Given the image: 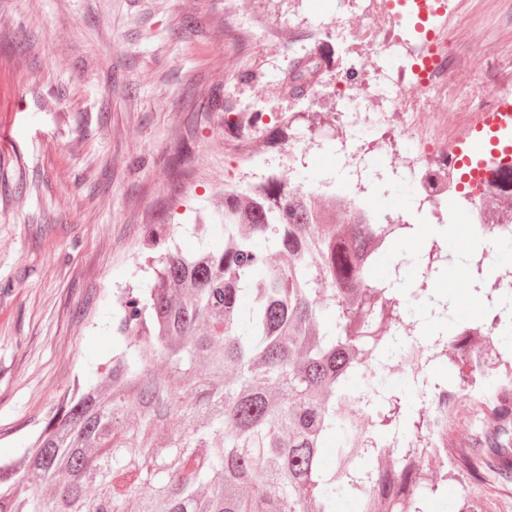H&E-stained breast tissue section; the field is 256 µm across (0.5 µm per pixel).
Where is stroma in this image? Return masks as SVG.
<instances>
[{
	"instance_id": "1",
	"label": "stroma",
	"mask_w": 512,
	"mask_h": 512,
	"mask_svg": "<svg viewBox=\"0 0 512 512\" xmlns=\"http://www.w3.org/2000/svg\"><path fill=\"white\" fill-rule=\"evenodd\" d=\"M336 0H0V460L18 458L76 381L112 356V297L150 287L152 232L169 225L183 251L195 226L273 173L311 188L334 182L341 156L326 130L337 111L373 106L364 85L310 103V89L345 71L361 30L315 29ZM495 35L475 47L469 29ZM445 32L461 71L512 82V0H450ZM307 154L294 151L296 135ZM410 174L374 195L409 214ZM442 281L457 279L444 322L472 320L467 254L443 245ZM512 512V482L449 477L428 512L464 497Z\"/></svg>"
}]
</instances>
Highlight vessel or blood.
Listing matches in <instances>:
<instances>
[{
  "label": "vessel or blood",
  "instance_id": "b4317fda",
  "mask_svg": "<svg viewBox=\"0 0 512 512\" xmlns=\"http://www.w3.org/2000/svg\"><path fill=\"white\" fill-rule=\"evenodd\" d=\"M508 126H512V101L497 98L483 112L480 125L463 138L457 163L472 179H481L489 167L512 164V138L505 140L499 135L500 129Z\"/></svg>",
  "mask_w": 512,
  "mask_h": 512
}]
</instances>
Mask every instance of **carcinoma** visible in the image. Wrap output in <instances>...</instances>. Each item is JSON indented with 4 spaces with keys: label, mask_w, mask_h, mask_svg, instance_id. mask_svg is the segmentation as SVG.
Wrapping results in <instances>:
<instances>
[{
    "label": "carcinoma",
    "mask_w": 512,
    "mask_h": 512,
    "mask_svg": "<svg viewBox=\"0 0 512 512\" xmlns=\"http://www.w3.org/2000/svg\"><path fill=\"white\" fill-rule=\"evenodd\" d=\"M221 215L222 249L148 255L152 287L116 294L111 361L0 464V512H336L338 490L362 512H424L450 458L473 478L483 464L512 476V385L488 394L480 436L433 448L435 427L466 430L435 407L448 383L413 382V413L389 384L392 355L427 344L462 389L493 368L474 360L476 329L427 343L405 289L376 279L408 225L368 224L280 175L225 191ZM439 271L421 250L411 295L431 321L448 311Z\"/></svg>",
    "instance_id": "cac0c4a2"
}]
</instances>
